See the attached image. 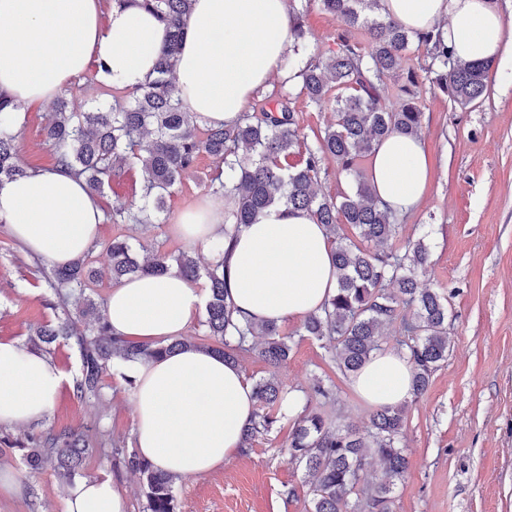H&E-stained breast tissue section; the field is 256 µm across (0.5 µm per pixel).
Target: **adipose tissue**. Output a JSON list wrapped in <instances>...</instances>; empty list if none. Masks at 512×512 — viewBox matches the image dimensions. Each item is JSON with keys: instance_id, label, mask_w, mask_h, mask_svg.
Listing matches in <instances>:
<instances>
[{"instance_id": "adipose-tissue-1", "label": "adipose tissue", "mask_w": 512, "mask_h": 512, "mask_svg": "<svg viewBox=\"0 0 512 512\" xmlns=\"http://www.w3.org/2000/svg\"><path fill=\"white\" fill-rule=\"evenodd\" d=\"M381 13L412 31L443 26L463 62L512 57V36L495 0H381ZM166 30L137 6L101 14L99 0H0V96L19 108L49 104L64 86L97 65L112 86L133 90L154 73ZM288 0H194L176 71L188 111L219 127L235 121L253 93L288 68ZM428 157L421 139L387 137L371 159L370 181L393 209L416 208L425 193ZM97 200L63 169L0 183V222L32 254L64 265L99 236ZM171 230L193 245L223 240L224 202L205 198ZM334 245L312 215L266 210L224 245L227 300L237 319L284 323L317 310L336 292ZM200 283L177 273L122 279L105 317L112 335L140 344L185 335L203 309ZM134 381L137 454L177 477L202 476L240 452L242 429L256 409L253 382L234 364L202 349L127 362ZM405 355L373 357L353 377L372 406L410 395ZM64 377L43 353L0 340V424L28 427L51 410ZM65 512H127L111 478L84 479L65 493Z\"/></svg>"}]
</instances>
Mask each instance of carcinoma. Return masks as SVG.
<instances>
[{
  "instance_id": "obj_1",
  "label": "carcinoma",
  "mask_w": 512,
  "mask_h": 512,
  "mask_svg": "<svg viewBox=\"0 0 512 512\" xmlns=\"http://www.w3.org/2000/svg\"><path fill=\"white\" fill-rule=\"evenodd\" d=\"M317 3L336 17L343 28L336 52L326 58L313 53L305 60L288 56L293 91L274 90L265 97L274 108L243 112L230 125L208 127L200 133L199 116L181 105L174 73L180 45L191 14L193 0H113L119 6L133 3L153 12L165 25L167 43L159 57L156 75L131 92L128 102L96 106L88 112H69L57 102L45 125L54 166L63 167L83 179L89 193L102 194L119 177L126 163L142 173L141 200L137 208L117 204L111 219L115 224H152L167 208V197L192 169L201 152L213 157L209 190L231 197L234 209L224 212V235L233 238L243 227L271 205L281 202L293 210L310 213L316 223L336 234V294L323 307L305 317L308 336L326 340L335 351L344 373L355 374L380 350L383 330L399 315V308L412 310L405 322L407 339L402 341L412 366L411 391L422 395L433 373L448 359V299L434 288H422L417 271L431 255L426 237L395 244L398 212L382 201L361 161L375 153L393 133L420 136L423 112L419 105V80L412 68H404L410 48H424L430 63L429 81L461 107L476 104L486 92L490 62H460L445 42L441 27L409 31L392 18L380 14L381 0H289L292 19V51L309 42L300 3ZM365 32L368 46L361 47L354 33ZM398 81L400 104L387 108L384 79ZM303 97L318 107L336 112V123L315 134L307 144L301 137L290 96ZM15 106L0 96V182L27 174L23 166L16 128ZM334 158L340 173L354 182L349 192L336 198L319 195L316 186L324 158ZM355 230L359 242L344 236L341 225ZM112 280L136 275H163L172 270L196 279L200 270L195 259L182 253L172 257L159 250L138 255L123 237L108 244ZM214 261L206 269L209 297L205 326L215 344L208 350L235 361L250 342L263 338L260 357L274 368L288 360V337L280 335L272 322L250 323L235 318L224 295L223 245L214 244ZM96 271L78 258L52 272L51 287L62 304L68 296H82L84 327L70 318L46 324L35 331L30 343L44 349L59 339L74 340L80 371L73 392L81 399L96 398L103 375L112 361L159 358L195 346L185 337L168 343L135 344L112 337L94 300L85 296L87 282ZM258 409L243 429V442L272 430L282 416L286 392L275 378L255 384ZM407 422V406L400 403L379 407L370 417L369 429L332 425L322 414L304 406L288 435L289 461L312 478L308 512H355L351 495L363 478L367 455L379 458L385 480L373 486L366 507L373 512H391L394 481L407 469L401 437ZM35 449L25 454L29 468L51 466L66 479L72 478L88 455L84 434L49 431L30 437ZM125 466L138 473L145 497L144 512H177L173 493L175 477L134 454L124 457Z\"/></svg>"
}]
</instances>
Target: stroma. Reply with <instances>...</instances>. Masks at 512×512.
<instances>
[{
  "label": "stroma",
  "mask_w": 512,
  "mask_h": 512,
  "mask_svg": "<svg viewBox=\"0 0 512 512\" xmlns=\"http://www.w3.org/2000/svg\"><path fill=\"white\" fill-rule=\"evenodd\" d=\"M303 24L309 51L323 57L336 51L341 31L336 18L313 5L305 9ZM486 84L482 102L467 108L430 82L421 88L429 178L421 205L401 214L398 237L429 236L431 262L419 283L448 296L451 352L426 392L409 404L403 435L408 468L395 483L393 512H512V59L493 62ZM113 92L90 69L60 94L80 112L111 100ZM49 112L30 106L18 125L21 157L39 171L53 167L44 132ZM213 166L208 154H200L169 198L164 223L101 224L88 257L99 273L87 290L91 299L106 302L113 286L106 246L120 235L175 255L191 251L199 266L210 264V252L192 247L170 226L206 195ZM51 269L0 223V340L23 342L38 326L56 322L46 282ZM280 331L291 346L287 363L273 368L257 350L242 351L238 364L245 374L255 380L276 377L285 390L307 396L310 408L333 424L367 427L372 406L340 373L324 342L304 335L298 319ZM49 356L66 378L51 411L26 431L0 425V437L21 439L49 430L88 434L92 450L82 477L112 478L127 498L128 512H143L140 477L123 463L134 450L127 372L107 370L99 397L82 401L73 393L80 367L73 341L53 344ZM318 377L333 382V401L313 397ZM290 430V421L277 422L224 467L177 480L179 512H307L309 483L288 459ZM0 463L11 467L25 488L15 497L1 495L0 512H63L65 488L52 468L30 470L16 448Z\"/></svg>",
  "instance_id": "1"
}]
</instances>
